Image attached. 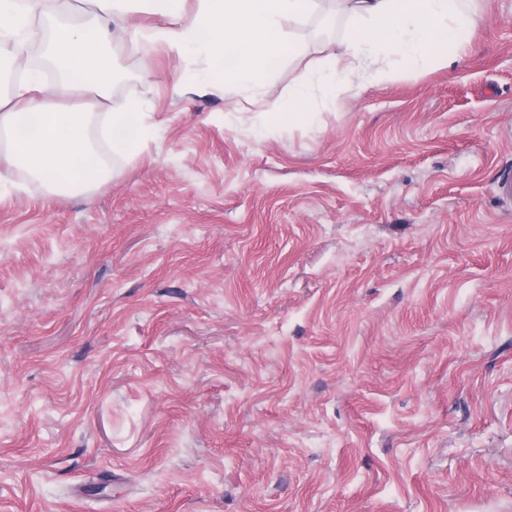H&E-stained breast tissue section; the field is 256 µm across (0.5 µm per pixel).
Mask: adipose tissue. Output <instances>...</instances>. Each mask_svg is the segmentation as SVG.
<instances>
[{"label": "adipose tissue", "mask_w": 512, "mask_h": 512, "mask_svg": "<svg viewBox=\"0 0 512 512\" xmlns=\"http://www.w3.org/2000/svg\"><path fill=\"white\" fill-rule=\"evenodd\" d=\"M95 8L79 22L57 18L55 0H0V39L22 37L33 9L52 15L46 53L56 77L25 70L9 96H0V136L7 141L8 162L49 191H87L108 176V169L88 139L87 112L79 105L56 104L69 92L100 100L111 97L114 77L109 44L112 23L125 14L126 0H93ZM352 37L339 55L323 60L314 72H303L288 104L272 119L289 125L308 121L311 84L335 94L348 75L362 81L385 76L398 63L419 70L448 63L446 48L459 33L475 26L478 0H352ZM317 0H197L194 14L172 27L137 32L142 44L204 57L200 81L237 91L256 88L299 46L281 30L284 20L311 15ZM150 135L139 104L109 115L108 136L114 149L132 153Z\"/></svg>", "instance_id": "ef3b65f1"}]
</instances>
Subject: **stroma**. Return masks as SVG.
<instances>
[{
	"instance_id": "obj_1",
	"label": "stroma",
	"mask_w": 512,
	"mask_h": 512,
	"mask_svg": "<svg viewBox=\"0 0 512 512\" xmlns=\"http://www.w3.org/2000/svg\"><path fill=\"white\" fill-rule=\"evenodd\" d=\"M453 63L269 114L351 21L253 91L112 35L107 110L153 135L86 192L0 142V512H512V0Z\"/></svg>"
}]
</instances>
